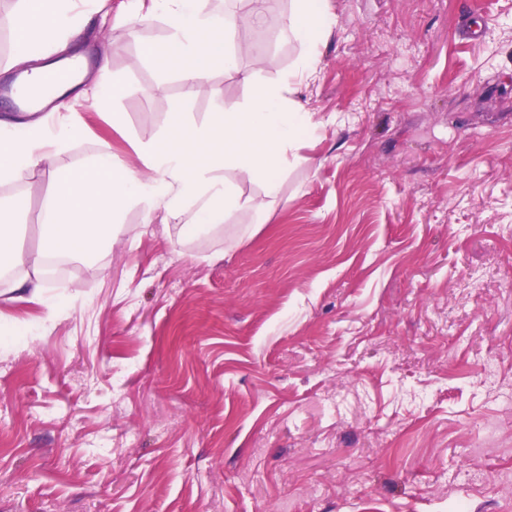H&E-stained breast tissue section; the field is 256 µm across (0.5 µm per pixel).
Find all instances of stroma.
Segmentation results:
<instances>
[{
  "label": "stroma",
  "mask_w": 512,
  "mask_h": 512,
  "mask_svg": "<svg viewBox=\"0 0 512 512\" xmlns=\"http://www.w3.org/2000/svg\"><path fill=\"white\" fill-rule=\"evenodd\" d=\"M127 3L86 30L109 65L69 101L87 135L62 165H140L299 65L242 28L237 70L185 95L143 53L168 26ZM329 7L295 94L317 128L264 218L186 236L131 207L38 296L0 281V512H512V0ZM107 82L127 92L103 114ZM55 188L0 183L29 255ZM126 92L123 85L112 83L101 87L91 97V106L102 113H109L112 110V103Z\"/></svg>",
  "instance_id": "35a3bbf8"
}]
</instances>
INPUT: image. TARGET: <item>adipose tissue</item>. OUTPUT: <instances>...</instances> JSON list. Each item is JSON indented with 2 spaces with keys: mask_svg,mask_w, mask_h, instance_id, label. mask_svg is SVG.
<instances>
[{
  "mask_svg": "<svg viewBox=\"0 0 512 512\" xmlns=\"http://www.w3.org/2000/svg\"><path fill=\"white\" fill-rule=\"evenodd\" d=\"M130 6L137 22L166 21L170 38L147 46L146 53L177 67L191 89L213 66L236 67L229 36L258 20L252 13H225L213 0H131ZM102 9L101 0H24L6 22L20 35L17 61L38 62L28 77L80 63L81 55L68 48ZM269 23L282 25L298 46L300 64L287 83L258 88L245 111L214 114L206 126L142 146V168L100 151L78 166L59 169L62 155L83 133L79 124L60 113L50 121L34 110L22 123L0 119L1 182H28L39 166L57 175L56 191L44 205L42 256L89 257L111 246L120 232L119 217L131 206L148 220L162 215L186 235L216 228L242 207L258 217L266 212L288 174L290 153L316 129L294 98L293 86L316 74L319 43L335 18L327 0H293L288 16ZM243 179L260 183L261 195L241 198L238 183ZM31 263L15 245L14 224L0 218V272L13 275L12 287L22 298L41 288L40 277L25 272Z\"/></svg>",
  "mask_w": 512,
  "mask_h": 512,
  "instance_id": "ef3b65f1",
  "label": "adipose tissue"
}]
</instances>
